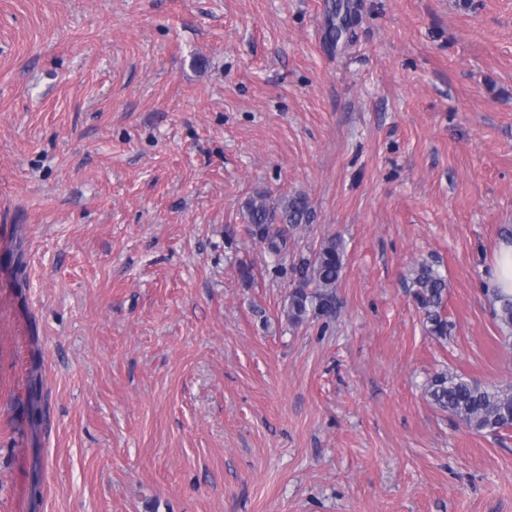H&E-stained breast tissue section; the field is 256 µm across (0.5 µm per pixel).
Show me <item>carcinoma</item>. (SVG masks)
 I'll return each mask as SVG.
<instances>
[{"mask_svg": "<svg viewBox=\"0 0 512 512\" xmlns=\"http://www.w3.org/2000/svg\"><path fill=\"white\" fill-rule=\"evenodd\" d=\"M251 234L274 256L286 247L288 230L310 222L306 196L285 195L274 205L267 196L256 195L245 202ZM298 286L288 294L283 313L291 325L328 318L336 312V288L344 270V250L335 237L324 240L317 251L293 263ZM415 300L422 309L428 332L445 339L448 319L443 316L446 281L432 266L415 270ZM495 313L502 327L512 332V296L495 295ZM425 395L440 410L478 433H494L512 427V385L485 386L475 380L440 372L425 384Z\"/></svg>", "mask_w": 512, "mask_h": 512, "instance_id": "carcinoma-1", "label": "carcinoma"}]
</instances>
